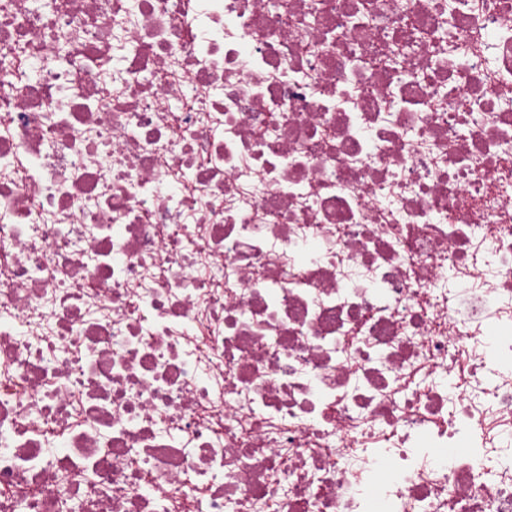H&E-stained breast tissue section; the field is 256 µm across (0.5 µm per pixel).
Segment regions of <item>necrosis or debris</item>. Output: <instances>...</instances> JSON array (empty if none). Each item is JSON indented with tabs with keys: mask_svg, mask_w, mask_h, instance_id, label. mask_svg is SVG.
<instances>
[{
	"mask_svg": "<svg viewBox=\"0 0 512 512\" xmlns=\"http://www.w3.org/2000/svg\"><path fill=\"white\" fill-rule=\"evenodd\" d=\"M0 512H512V0H0Z\"/></svg>",
	"mask_w": 512,
	"mask_h": 512,
	"instance_id": "1",
	"label": "necrosis or debris"
}]
</instances>
